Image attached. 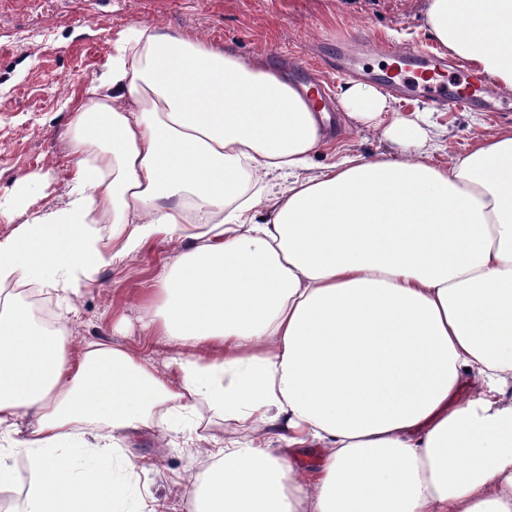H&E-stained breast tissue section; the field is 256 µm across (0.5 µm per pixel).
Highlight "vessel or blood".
I'll list each match as a JSON object with an SVG mask.
<instances>
[{
	"mask_svg": "<svg viewBox=\"0 0 512 512\" xmlns=\"http://www.w3.org/2000/svg\"><path fill=\"white\" fill-rule=\"evenodd\" d=\"M385 58L375 78L386 90L413 92L431 104L451 110L488 105L492 92L471 73L460 72L458 79L449 80L447 64L425 51L408 46L384 48Z\"/></svg>",
	"mask_w": 512,
	"mask_h": 512,
	"instance_id": "b4317fda",
	"label": "vessel or blood"
}]
</instances>
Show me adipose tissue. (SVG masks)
<instances>
[{"instance_id":"obj_1","label":"adipose tissue","mask_w":512,"mask_h":512,"mask_svg":"<svg viewBox=\"0 0 512 512\" xmlns=\"http://www.w3.org/2000/svg\"><path fill=\"white\" fill-rule=\"evenodd\" d=\"M435 42L512 90V0H426ZM73 122L68 191L0 238V494L18 512H155L130 432L207 411L183 512H512V131L438 165L436 123L355 82L346 129L395 152L321 164L332 117L284 70L142 23ZM288 175L240 197L239 176ZM269 205L260 224L256 209ZM188 240L141 296L166 373L105 339L66 349L73 296L148 242ZM68 303L55 330L20 293ZM285 452L272 448V441ZM322 451L308 476L290 451Z\"/></svg>"}]
</instances>
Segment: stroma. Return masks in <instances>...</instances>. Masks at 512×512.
Listing matches in <instances>:
<instances>
[{
    "instance_id": "35a3bbf8",
    "label": "stroma",
    "mask_w": 512,
    "mask_h": 512,
    "mask_svg": "<svg viewBox=\"0 0 512 512\" xmlns=\"http://www.w3.org/2000/svg\"><path fill=\"white\" fill-rule=\"evenodd\" d=\"M423 7L424 0H0V236L23 220L14 201L22 178H37L29 188L34 209L63 198L66 185L55 173L68 160L75 112L108 75L120 31L153 23L245 59L270 48L274 65L293 58L318 67L341 39L351 54L366 39L433 49ZM495 105L492 112L433 109L442 148L461 152L487 129H512V92L497 93ZM182 246L159 239L102 270L76 300L79 317L67 325L70 349L105 337L163 361L169 347L141 331L136 294ZM199 444L156 430L124 441L127 453L149 462L139 481L160 512H181L182 485Z\"/></svg>"
}]
</instances>
